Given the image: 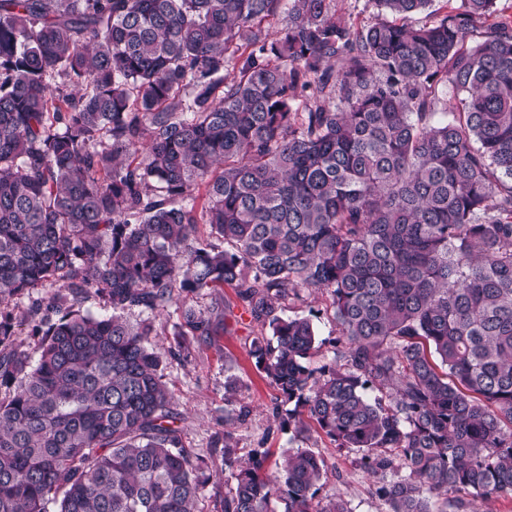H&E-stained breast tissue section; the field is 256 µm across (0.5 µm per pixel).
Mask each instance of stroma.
<instances>
[{
    "mask_svg": "<svg viewBox=\"0 0 512 512\" xmlns=\"http://www.w3.org/2000/svg\"><path fill=\"white\" fill-rule=\"evenodd\" d=\"M52 294V288H38L32 295L9 301L18 349L35 353L41 337L32 329L29 305L32 299L46 300ZM189 303L222 324L207 341L178 335L180 304L170 305L162 314L151 316L150 321L155 331L153 343L162 357L164 380L171 395L170 408L182 429L183 444L206 464L205 512L224 510V457L216 441L224 435V384L230 378L238 382L239 394L250 408L246 423L236 431L239 457L266 449L275 461L287 450L310 447L325 463L321 498L340 495L348 501L351 512H382L384 504L374 495L370 480L359 468L356 451L337 447L322 435L303 439L294 428H283L275 422L273 409L280 396L257 370L249 354L256 330L237 307L233 289L227 287L220 293L205 289L190 298ZM287 313L312 320L321 347L309 364L318 367L326 363L332 356L330 342L338 334L327 297L321 293L305 295L303 301L290 305Z\"/></svg>",
    "mask_w": 512,
    "mask_h": 512,
    "instance_id": "obj_1",
    "label": "stroma"
}]
</instances>
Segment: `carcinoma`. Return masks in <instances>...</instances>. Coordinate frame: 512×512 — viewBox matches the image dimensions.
Here are the masks:
<instances>
[{
	"instance_id": "carcinoma-1",
	"label": "carcinoma",
	"mask_w": 512,
	"mask_h": 512,
	"mask_svg": "<svg viewBox=\"0 0 512 512\" xmlns=\"http://www.w3.org/2000/svg\"><path fill=\"white\" fill-rule=\"evenodd\" d=\"M430 2L358 27L332 0H0V300L63 289L35 360L0 308V512H204L128 314L224 286L271 332L280 426L357 451L386 512L512 497V24L470 43L497 0L405 23ZM90 289L111 315L73 310ZM305 290L339 332L317 368L280 316ZM231 439L224 512H351L312 449L272 475Z\"/></svg>"
}]
</instances>
